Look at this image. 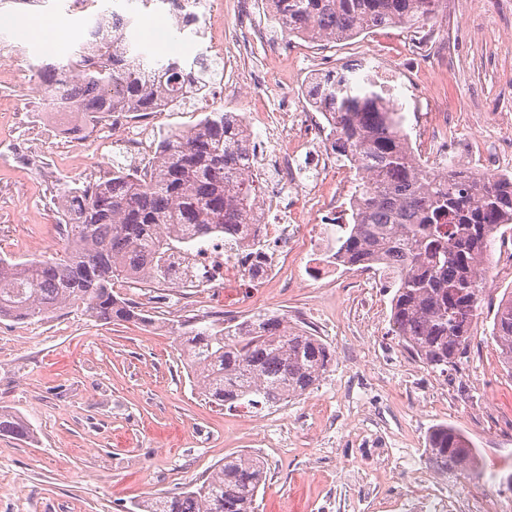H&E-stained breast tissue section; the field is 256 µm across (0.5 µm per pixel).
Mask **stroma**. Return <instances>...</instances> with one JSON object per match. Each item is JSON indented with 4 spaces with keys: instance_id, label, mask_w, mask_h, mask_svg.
<instances>
[{
    "instance_id": "35a3bbf8",
    "label": "stroma",
    "mask_w": 512,
    "mask_h": 512,
    "mask_svg": "<svg viewBox=\"0 0 512 512\" xmlns=\"http://www.w3.org/2000/svg\"><path fill=\"white\" fill-rule=\"evenodd\" d=\"M249 2L271 41L287 42L271 23L267 0H200L195 24L178 39L180 58L204 53L210 36L238 22ZM130 38L168 59L148 31L167 5L145 9L118 0ZM14 24L0 40L17 46L21 69L71 57L88 16L69 0H0ZM370 59L404 81L412 147L426 167L452 163L512 175V0H447L436 18L388 27L341 42H304L293 60L256 47L246 68L258 80L235 110L275 111L283 93L302 95L318 73ZM437 78V91L423 87ZM481 93L482 110L468 99ZM109 137L41 144L32 165L15 167L0 149V256L44 259L63 250L58 197L65 186L98 180ZM305 242L295 245L288 285L239 304L238 288H218L186 303L187 289L115 283L145 323L104 325L71 308L41 321L0 318V409L33 430L26 440L0 433V512H131L134 503L202 482L225 458H259L267 477L256 512H405L431 487L467 512H512V377L491 337L500 299L512 290V236L491 248L492 281L474 321L465 357L440 376L391 333V288L373 287L358 270L339 278L308 275ZM237 322L287 317L319 336L334 361L318 387L275 407L231 409L208 403L190 383L172 320L213 323L225 305ZM462 429L478 449L477 480L443 476L424 454L431 428Z\"/></svg>"
}]
</instances>
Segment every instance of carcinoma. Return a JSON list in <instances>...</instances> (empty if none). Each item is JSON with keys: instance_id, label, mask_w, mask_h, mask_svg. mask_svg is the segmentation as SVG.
<instances>
[{"instance_id": "obj_1", "label": "carcinoma", "mask_w": 512, "mask_h": 512, "mask_svg": "<svg viewBox=\"0 0 512 512\" xmlns=\"http://www.w3.org/2000/svg\"><path fill=\"white\" fill-rule=\"evenodd\" d=\"M270 19L312 42L343 41L374 29L414 26L435 18L444 0H268ZM130 20L113 11L89 14L82 43L67 63L34 68L44 101L83 98L85 111L152 112L163 102L185 105L216 72L198 55L153 60L133 50ZM67 67L76 81L60 85ZM306 96L329 115L336 151L353 161L352 223L336 238V260L352 267L390 265L397 274L391 331L427 367L448 374L467 354L470 330L485 294L494 235L512 224V176L448 166L431 180L409 144L402 107L368 77L353 83L340 68L316 77ZM79 205L63 251L52 258L13 263L0 258V318L43 320L77 307L99 322H136V307L112 293L123 278L172 285L179 273L166 256L197 242L236 234L249 223L258 196L240 119L211 112L196 125L162 138L152 164L114 167L95 183L73 190ZM491 336L512 376V292L494 314ZM185 363L197 386L221 406H276L320 384L333 361L314 334L288 318L260 315L243 334L232 327L179 331ZM0 432L27 439L31 429L0 411ZM429 466L444 475L481 476L478 451L460 430L435 426ZM266 481L264 463L240 454L224 459L197 486L136 505L140 512H254Z\"/></svg>"}]
</instances>
